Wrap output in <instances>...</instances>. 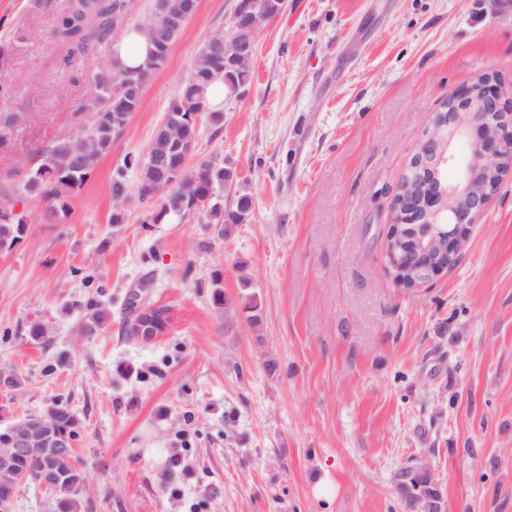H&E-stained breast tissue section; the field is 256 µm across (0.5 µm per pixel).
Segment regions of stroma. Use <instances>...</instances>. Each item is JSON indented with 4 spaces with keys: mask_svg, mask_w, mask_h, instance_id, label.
Instances as JSON below:
<instances>
[{
    "mask_svg": "<svg viewBox=\"0 0 512 512\" xmlns=\"http://www.w3.org/2000/svg\"><path fill=\"white\" fill-rule=\"evenodd\" d=\"M235 4L198 0L58 223L21 198L28 232L0 253V370L25 384L0 404L78 413L81 512H409L395 475L422 462L447 512H512V173L447 273L408 291L385 258L393 192L435 113L484 73L512 87V0H287L222 122L199 120L197 152L236 169L248 221L207 251L198 214L148 224L135 204L112 225L113 173L146 152ZM52 23L0 0V113L18 116L2 170L74 134L97 93V62L62 69ZM215 270L226 297L256 294L258 324L239 314L225 333ZM148 273L173 322L143 344L124 298ZM91 302L112 318L87 336Z\"/></svg>",
    "mask_w": 512,
    "mask_h": 512,
    "instance_id": "35a3bbf8",
    "label": "stroma"
}]
</instances>
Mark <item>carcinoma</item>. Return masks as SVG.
<instances>
[{
  "label": "carcinoma",
  "instance_id": "cac0c4a2",
  "mask_svg": "<svg viewBox=\"0 0 512 512\" xmlns=\"http://www.w3.org/2000/svg\"><path fill=\"white\" fill-rule=\"evenodd\" d=\"M277 0H253L250 19L245 27L234 31L216 32L204 43L187 80L170 102L157 127L148 150L142 156L125 161V169L116 172L110 186L114 201L112 223L127 221L126 205L132 196L146 208V224H161L170 217L183 220L199 213L212 226L213 240L229 236L237 224H244L252 210V197L239 186L237 172L213 157H197L196 146L200 130L196 117L205 114L218 124L223 112L210 103V90L217 82L224 84L228 96L238 94L250 79L251 66L237 65L224 57V41L232 39L246 55L252 54L256 34L275 17ZM37 7L54 14L49 36L66 53L62 58L67 67L83 64L108 46L112 33L127 24L129 0H66L63 8L56 0H37ZM197 0H152L150 11L135 27L148 36L151 51L145 64L135 70L123 68L116 61L102 64L97 74L99 95L81 103L76 112L77 132L60 137L38 151L39 160L19 159L4 178H0V251H10L25 237L28 224L22 212L16 210L19 196L35 197L45 203L44 216L49 224L56 223L59 213L66 211L68 198L88 179L101 156L126 128L133 113L143 106L144 91L152 74L161 69L169 51L196 11ZM123 72L121 83H112V72ZM138 173L136 190H131L125 170ZM25 170L22 183L11 182L20 170ZM406 181L411 184L441 182L438 177L410 163ZM234 191L235 203L224 208V192ZM418 198L408 196L402 202L404 224L391 225L385 249L393 250L402 259L394 279L411 290L421 285V264L415 257L419 249L421 227L410 223L420 213ZM212 304L222 313L233 309L224 297L221 274L210 277ZM111 318L109 310L98 303H89L81 330L92 335ZM53 432L72 441L79 434L80 420L68 405L56 402L40 413ZM46 454L36 451L15 462L17 476H30L45 468ZM56 472L75 483L53 499L55 512H80L79 480L83 471L74 448L53 455ZM396 488L414 512H436L442 498L437 480L417 466L405 467L396 475Z\"/></svg>",
  "mask_w": 512,
  "mask_h": 512
}]
</instances>
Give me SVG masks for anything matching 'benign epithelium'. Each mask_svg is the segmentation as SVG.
Wrapping results in <instances>:
<instances>
[{
  "instance_id": "7a95c632",
  "label": "benign epithelium",
  "mask_w": 512,
  "mask_h": 512,
  "mask_svg": "<svg viewBox=\"0 0 512 512\" xmlns=\"http://www.w3.org/2000/svg\"><path fill=\"white\" fill-rule=\"evenodd\" d=\"M458 141L468 144L469 157L460 165L457 183L444 186L442 196L425 195L422 186L417 194L426 197L421 237L429 239L425 248L431 256L434 239L430 225H448V251L456 248V229L470 227L483 214L503 176L512 171V88L503 89L498 76L486 73L444 103L432 125L425 131L421 147L435 168L455 160L452 151ZM151 281L144 280L126 294L132 312L136 339L152 343L159 338L153 330L151 314L161 305L151 303L147 292ZM45 436V425L32 414L8 425V447L0 448V469L12 474L15 460L38 447Z\"/></svg>"
}]
</instances>
